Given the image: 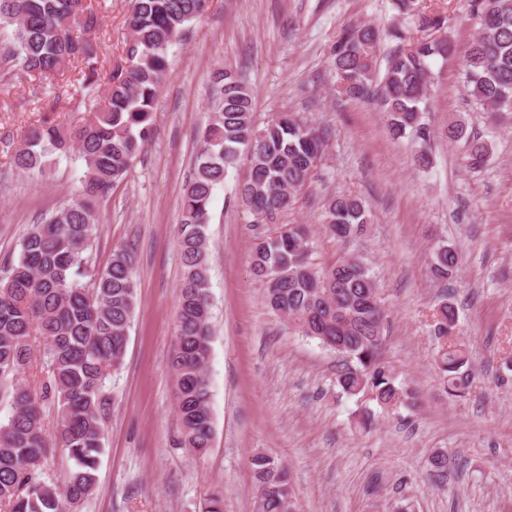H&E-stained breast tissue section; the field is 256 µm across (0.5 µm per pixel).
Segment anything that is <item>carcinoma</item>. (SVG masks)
<instances>
[{
    "label": "carcinoma",
    "mask_w": 512,
    "mask_h": 512,
    "mask_svg": "<svg viewBox=\"0 0 512 512\" xmlns=\"http://www.w3.org/2000/svg\"><path fill=\"white\" fill-rule=\"evenodd\" d=\"M207 0H129L128 38L100 92L90 121L71 130L57 125L31 129L12 166L42 175L54 160L76 155L84 168L78 198L31 225L18 259L0 279V402L11 414L0 423V512H74L97 486L104 427L111 397L104 384L123 362L136 296L134 256L112 250L101 271L89 272L98 225L92 202L108 196L131 171L151 139L153 112L169 74L167 48L205 11ZM397 16L425 30L439 22L419 10L417 0H393ZM479 31L463 51L468 96L489 114L512 112V0H472ZM96 14L69 0H0V30L10 37L0 62L20 74L48 80L65 64L84 66L82 85L97 82L98 51L75 35L92 28ZM388 36L396 42L383 74L374 50L380 40L372 25H353L336 41L333 65L340 92L352 99L377 97L396 139L424 142L432 63L458 53L446 35L411 39L403 25ZM209 122L202 131L192 177L182 200L179 249L183 277L178 291L175 344L170 364L176 378V408L182 431L178 444L202 456L211 448L213 415L208 362L212 332L206 226L215 190L229 169L243 164L236 200L258 224H279L322 161V132L293 113L279 112L256 125L253 94L239 72L220 69L213 78ZM450 141L467 144L464 162L477 171L489 147L459 122L448 126ZM327 231L339 240L361 236L369 223L359 198L333 196L324 209ZM309 233L302 224H280L256 237L251 270L266 289L270 308L288 326L315 338L350 360L338 374L344 393L368 395L389 410L411 393L396 384L380 357L385 312L371 267L359 255H344L317 268L309 257ZM459 265L455 246L439 242L429 263L432 276L449 282ZM92 277L91 284L83 282ZM443 344L437 368L448 393L461 396L472 383L468 352L454 336L456 309L443 295L436 307ZM45 339L48 377L41 387L21 376L33 367L32 341ZM58 409L55 438L44 432L43 407ZM52 448L72 461L61 483L43 479ZM433 475L448 474V455L430 457ZM256 512H300L286 468L256 451L250 458Z\"/></svg>",
    "instance_id": "1"
}]
</instances>
